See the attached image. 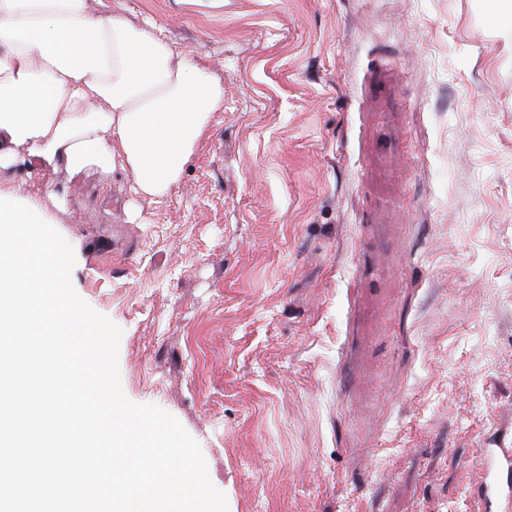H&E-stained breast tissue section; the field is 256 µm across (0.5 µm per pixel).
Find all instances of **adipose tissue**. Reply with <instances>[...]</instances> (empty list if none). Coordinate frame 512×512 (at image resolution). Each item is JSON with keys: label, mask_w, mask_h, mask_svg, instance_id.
Masks as SVG:
<instances>
[{"label": "adipose tissue", "mask_w": 512, "mask_h": 512, "mask_svg": "<svg viewBox=\"0 0 512 512\" xmlns=\"http://www.w3.org/2000/svg\"><path fill=\"white\" fill-rule=\"evenodd\" d=\"M224 84L158 33L89 0H0V194L64 165L130 171L154 202L181 179Z\"/></svg>", "instance_id": "adipose-tissue-1"}]
</instances>
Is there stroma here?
Here are the masks:
<instances>
[{
  "instance_id": "stroma-1",
  "label": "stroma",
  "mask_w": 512,
  "mask_h": 512,
  "mask_svg": "<svg viewBox=\"0 0 512 512\" xmlns=\"http://www.w3.org/2000/svg\"><path fill=\"white\" fill-rule=\"evenodd\" d=\"M224 83L157 203L45 167L126 397L228 512H485L512 447V0H112ZM477 458L484 473L482 496L493 512L512 510V448H496L494 452L485 448L478 451Z\"/></svg>"
}]
</instances>
